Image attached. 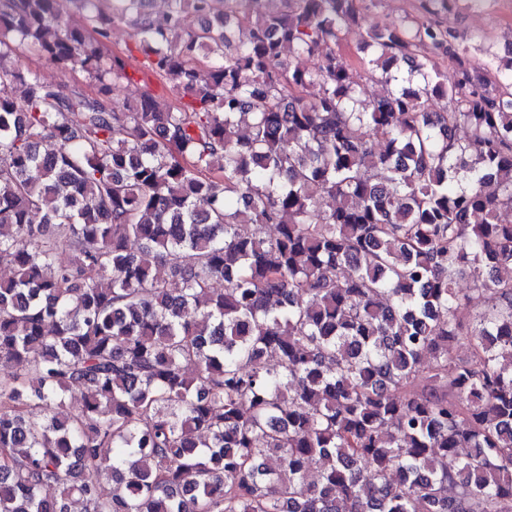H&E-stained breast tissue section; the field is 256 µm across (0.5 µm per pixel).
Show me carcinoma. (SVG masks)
<instances>
[{
	"instance_id": "1",
	"label": "carcinoma",
	"mask_w": 512,
	"mask_h": 512,
	"mask_svg": "<svg viewBox=\"0 0 512 512\" xmlns=\"http://www.w3.org/2000/svg\"><path fill=\"white\" fill-rule=\"evenodd\" d=\"M67 2L0 0V512H512V52L391 20L368 101L362 0ZM18 64L22 69L33 72L45 81L54 82L66 91L79 90L90 96L96 92L94 82L79 68H61L33 53L19 57ZM136 83H124L118 86L112 94V106L119 110L127 99H133L147 86L162 104H170L174 101V95L169 88L160 84L146 69L142 67V72L137 75Z\"/></svg>"
}]
</instances>
